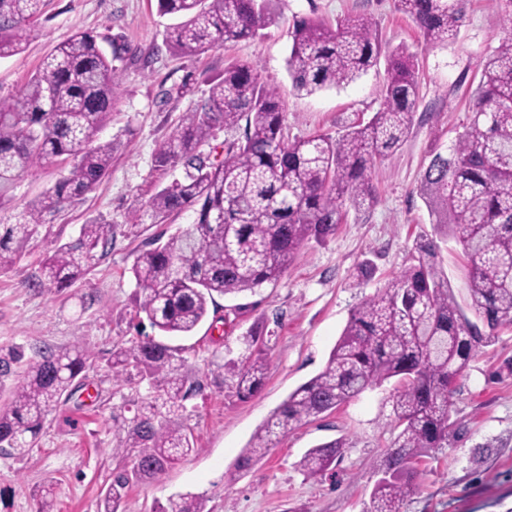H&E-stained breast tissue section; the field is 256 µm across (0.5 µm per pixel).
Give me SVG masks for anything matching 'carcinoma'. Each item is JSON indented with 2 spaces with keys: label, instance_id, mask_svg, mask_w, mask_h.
I'll use <instances>...</instances> for the list:
<instances>
[{
  "label": "carcinoma",
  "instance_id": "1",
  "mask_svg": "<svg viewBox=\"0 0 512 512\" xmlns=\"http://www.w3.org/2000/svg\"><path fill=\"white\" fill-rule=\"evenodd\" d=\"M162 15L180 22L167 42L182 54L203 53L254 36L274 20L268 0H157ZM44 0H0V59L23 51L28 25ZM437 47L455 39L466 19V0H398ZM287 61L292 90L312 95L346 86L379 62L382 47L368 17L336 25L313 18L294 22ZM130 47L112 42L106 53L97 37L76 33L60 42L39 71L11 99H0V193L16 177L59 158L69 168L53 187L30 201L13 224H0V271L20 256L47 217L75 203L109 170L116 149L99 142L119 94L123 71L114 65ZM419 82L411 56L399 48L388 59L381 88L383 108L341 135L288 136L283 92L266 84L247 63L224 70L207 99L184 117L156 156L162 168L182 165L185 176L157 191L135 215L139 224H163L193 211L168 240L142 251L132 273L135 318L151 328L187 336L206 320L216 298L254 292L280 280L310 239L324 240L344 223L349 209L376 203L372 171L402 144L414 123ZM224 130V156L199 152ZM420 195L434 223L464 247L470 320L448 291L436 261L437 245L417 247L413 263L363 301L329 353L323 369L293 391L253 434L226 483L264 458L296 426L336 409L390 378V395L402 430L384 451L366 512H402L417 487L419 463L448 443L452 385L477 348L512 326V35L502 40L483 69L469 124L449 148L437 145L424 171ZM110 224H84L79 236L57 248L41 266L39 283L70 286L112 246ZM246 355L227 365L238 397L254 396L268 369L253 331L240 338ZM84 348L40 350L25 359L22 346H0V387L10 403L0 411V448L30 447L46 417L73 380L95 366ZM26 364L23 374L16 368ZM114 378L148 395L112 453L131 463L115 473L103 512H122L129 486L157 481L168 468L197 452L187 401L201 384L185 370L178 349L139 336L112 352ZM342 442L308 449L298 468L317 482L341 455ZM157 512H202L190 494L171 497Z\"/></svg>",
  "mask_w": 512,
  "mask_h": 512
}]
</instances>
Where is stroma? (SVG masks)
<instances>
[{
    "instance_id": "35a3bbf8",
    "label": "stroma",
    "mask_w": 512,
    "mask_h": 512,
    "mask_svg": "<svg viewBox=\"0 0 512 512\" xmlns=\"http://www.w3.org/2000/svg\"><path fill=\"white\" fill-rule=\"evenodd\" d=\"M271 8L275 23L255 36L180 54L166 44L174 19L158 12L156 0H45L23 52L0 59V97L9 98L75 33H93L103 46L115 39L132 49L122 64L119 95L98 134L117 144L108 172L81 201L50 217L15 264L0 271V346H24L30 359L39 349L73 346L97 356L95 368L74 380L28 452L0 449V512H38L47 485L53 488L52 512H101L107 486L124 466L112 455L118 439L112 421L131 419L146 396L145 388L113 381L109 364L113 350L135 335L131 268L154 239L168 238L190 219L182 212L163 224L132 221L150 196L184 175L180 166L157 167L159 147L234 63L254 65L267 84L286 88L289 136L334 137L347 125L368 121L382 107L385 65L313 95L289 93L286 65L295 19L332 24L363 15L375 22L384 48L402 45L415 55L419 79L414 125L372 173L377 201L368 210L349 211L326 240L307 241L278 282L218 299L209 322L193 335L168 338L204 385L188 403L196 451L160 480L132 484L122 508L153 512L169 497L188 493L200 499L204 512H365L375 465L398 433L390 381L298 425L234 483L225 484L224 473L264 420L324 367L353 309L405 269L420 242H437L448 286L457 302H465L468 258L434 224L419 185L433 146L452 145L467 123L483 66L512 32V0H469L456 39L436 48L426 45L397 0H271ZM68 166L61 159L16 178L0 195V220L10 221ZM85 224L111 225L108 254L68 288L38 285L43 260ZM365 261L373 265L367 278L358 274ZM215 319L226 320L224 331L211 328ZM253 328L263 334L269 367L260 391L242 400L231 382L222 381L218 352L241 358L238 338ZM511 361L512 327H504L456 379L448 443L423 457L419 486L403 512H512ZM333 440L342 442V455L332 474L313 482L296 463L307 449Z\"/></svg>"
}]
</instances>
